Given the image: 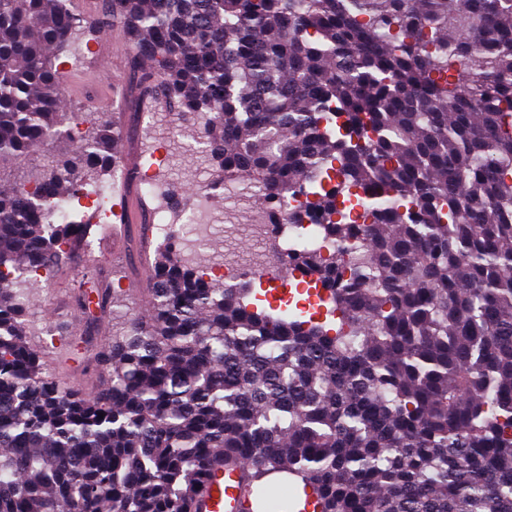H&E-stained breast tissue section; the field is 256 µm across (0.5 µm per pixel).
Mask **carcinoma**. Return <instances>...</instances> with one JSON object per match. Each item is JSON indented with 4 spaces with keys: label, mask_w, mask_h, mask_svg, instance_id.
I'll return each mask as SVG.
<instances>
[{
    "label": "carcinoma",
    "mask_w": 512,
    "mask_h": 512,
    "mask_svg": "<svg viewBox=\"0 0 512 512\" xmlns=\"http://www.w3.org/2000/svg\"><path fill=\"white\" fill-rule=\"evenodd\" d=\"M0 0V512H192L210 467L311 491L312 512H512V0ZM122 27L146 94L206 120L223 178L306 198L336 332L203 278L169 245L151 309L60 387L25 341L29 267L90 225L45 222L119 164L72 146L56 52ZM53 145L24 191L22 162ZM363 211L365 221L349 219Z\"/></svg>",
    "instance_id": "obj_1"
}]
</instances>
